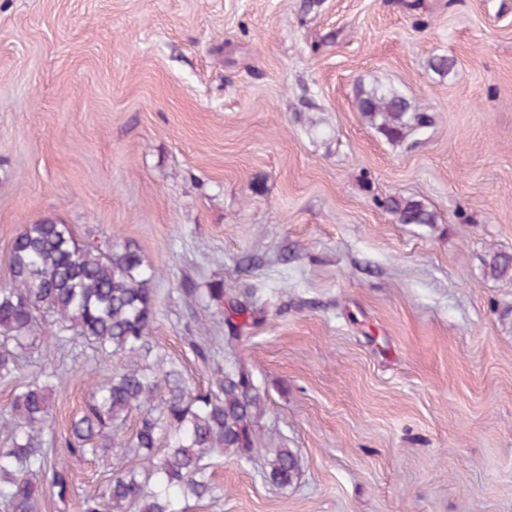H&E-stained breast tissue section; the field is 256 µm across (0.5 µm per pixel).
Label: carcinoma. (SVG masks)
Instances as JSON below:
<instances>
[{
  "mask_svg": "<svg viewBox=\"0 0 512 512\" xmlns=\"http://www.w3.org/2000/svg\"><path fill=\"white\" fill-rule=\"evenodd\" d=\"M357 109L387 140L398 142L427 124V116L398 90L359 87ZM388 211L401 224H434L436 214L410 197L394 196ZM496 279L512 280V255L495 253L486 263ZM0 285V378L16 377L5 425L9 446L0 448V512H38L44 494L65 501L72 481L65 459L46 438L53 419L47 391L56 379L45 364L23 363L37 343H86L104 356L129 355L136 362L98 383L65 438L67 452L97 456L130 446L140 463L112 472L83 492L82 512H183L179 500L214 493L209 460L226 453L249 463L261 451L265 476L286 486L299 472L290 448H257L265 401L243 368L217 371L212 385L193 394L176 365L152 353L154 271L140 250L126 244L78 240L70 227L45 218L25 225L13 239ZM56 330L40 336L41 320ZM167 397L154 406L160 382ZM140 412L131 443L119 436L132 411Z\"/></svg>",
  "mask_w": 512,
  "mask_h": 512,
  "instance_id": "1",
  "label": "carcinoma"
}]
</instances>
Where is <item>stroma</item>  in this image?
Here are the masks:
<instances>
[{
  "instance_id": "1",
  "label": "stroma",
  "mask_w": 512,
  "mask_h": 512,
  "mask_svg": "<svg viewBox=\"0 0 512 512\" xmlns=\"http://www.w3.org/2000/svg\"><path fill=\"white\" fill-rule=\"evenodd\" d=\"M375 85L430 125L388 141L356 106ZM46 217L135 244L155 351L194 389L248 370L262 436L298 456L285 487L213 458L185 512H512V281L485 267L512 253V0H0V282ZM218 282L249 315L224 323ZM28 359L59 373V441L128 361ZM138 462L68 458L73 494L40 512ZM387 209L402 224H435L437 221L435 213L410 197H391Z\"/></svg>"
}]
</instances>
